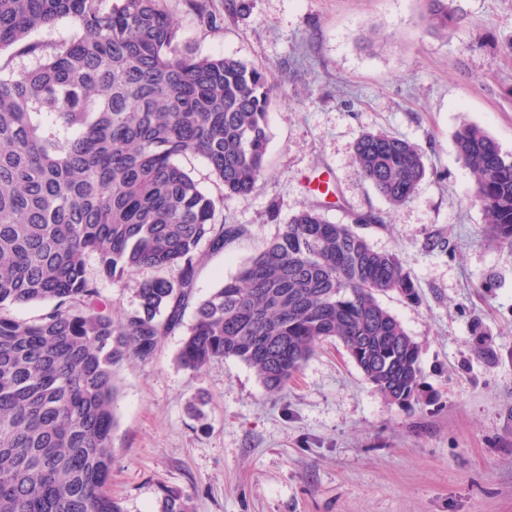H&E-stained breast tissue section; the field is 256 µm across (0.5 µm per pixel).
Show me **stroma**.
Returning a JSON list of instances; mask_svg holds the SVG:
<instances>
[{"mask_svg": "<svg viewBox=\"0 0 512 512\" xmlns=\"http://www.w3.org/2000/svg\"><path fill=\"white\" fill-rule=\"evenodd\" d=\"M447 36L426 32L424 0H209L218 27L166 0L181 44L267 68L268 175L248 199L218 204L248 229L204 251L205 298L235 277L289 218L319 201L331 223L398 255L418 298L381 304L419 347L422 398L386 402L342 345L322 342L286 392L236 359L182 368L183 330L153 360L116 370L111 489L124 512H157L162 488L192 512H512V247L485 239L455 135L484 129L512 158V0H453ZM384 130L417 143L427 175L393 208L354 167L355 140ZM445 240L429 250L428 237ZM495 273L493 290L484 277ZM496 359L473 352V327ZM204 403L207 419L191 413Z\"/></svg>", "mask_w": 512, "mask_h": 512, "instance_id": "1", "label": "stroma"}]
</instances>
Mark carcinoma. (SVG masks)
Returning <instances> with one entry per match:
<instances>
[{"label":"carcinoma","mask_w":512,"mask_h":512,"mask_svg":"<svg viewBox=\"0 0 512 512\" xmlns=\"http://www.w3.org/2000/svg\"><path fill=\"white\" fill-rule=\"evenodd\" d=\"M449 0H426V27L448 32ZM217 24L207 0H187ZM67 20L71 39L32 34ZM164 0H0V512H122L112 496L114 369L148 362L163 336L194 315L177 354L199 372L238 359L272 393L317 346L342 344L389 403L419 395V347L379 303L412 300L399 258L313 203L264 243L239 275L195 299L202 261L243 237L183 161L203 159L226 197L246 199L267 176L264 68L180 48ZM16 58L32 65L10 68ZM475 179L491 242L512 245V159L483 129L455 139ZM361 178L392 207L414 200L427 174L414 142L365 132L353 145ZM138 282V305L112 314L104 280ZM176 271L169 278L166 273ZM48 303L32 321L8 306ZM159 512H191L163 489Z\"/></svg>","instance_id":"obj_1"}]
</instances>
